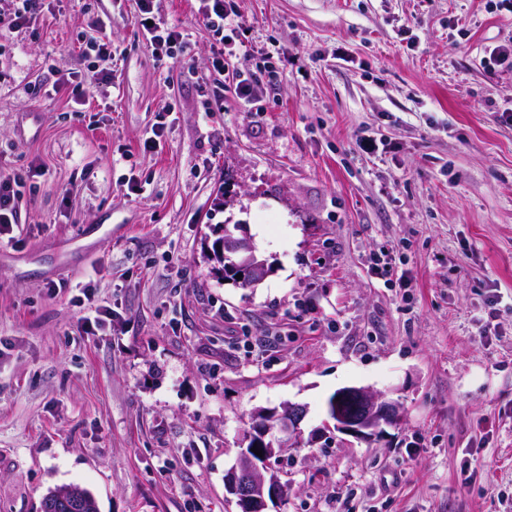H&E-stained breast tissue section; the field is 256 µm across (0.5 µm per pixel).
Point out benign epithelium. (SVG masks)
I'll use <instances>...</instances> for the list:
<instances>
[{"mask_svg":"<svg viewBox=\"0 0 512 512\" xmlns=\"http://www.w3.org/2000/svg\"><path fill=\"white\" fill-rule=\"evenodd\" d=\"M239 225H225L224 239L218 253L224 255L228 270L242 275V280L255 286L266 279L269 267L258 254L251 239L238 236ZM340 400L327 404V418L337 431L371 442L380 437L384 427L401 420L399 406L365 387H344L336 391ZM305 410L288 403L282 410L263 412L266 420L258 422L246 436L248 449L241 451L236 463L224 476L225 493L232 496L238 512H267L268 504L280 503L283 483L271 472L270 460L276 452L297 445L302 438L300 427ZM262 451L257 456L251 448Z\"/></svg>","mask_w":512,"mask_h":512,"instance_id":"obj_1","label":"benign epithelium"}]
</instances>
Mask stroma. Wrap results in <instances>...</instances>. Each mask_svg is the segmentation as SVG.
Wrapping results in <instances>:
<instances>
[{
    "label": "stroma",
    "mask_w": 512,
    "mask_h": 512,
    "mask_svg": "<svg viewBox=\"0 0 512 512\" xmlns=\"http://www.w3.org/2000/svg\"><path fill=\"white\" fill-rule=\"evenodd\" d=\"M274 46L262 111L216 77L200 0L154 49L138 0H43L0 55V169L40 187L0 246V512L78 484L100 512H237L249 417L304 407L276 512H512V13L499 0H235ZM112 42L104 78L59 91ZM154 150L143 148L156 123ZM383 142L363 151L362 138ZM143 186L132 192L130 182ZM238 222L258 286L206 258ZM90 280L113 316L84 335ZM361 386L403 417L326 431Z\"/></svg>",
    "instance_id": "35a3bbf8"
}]
</instances>
